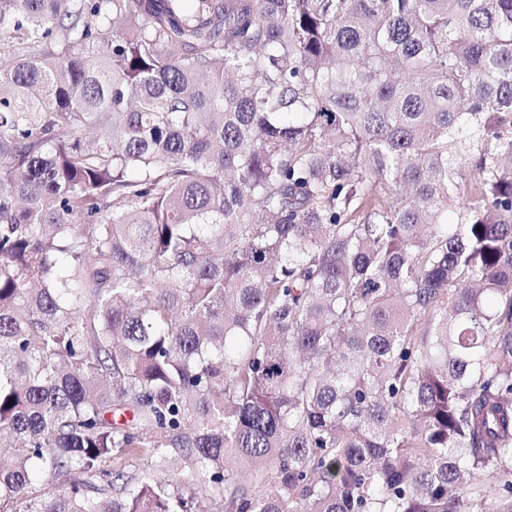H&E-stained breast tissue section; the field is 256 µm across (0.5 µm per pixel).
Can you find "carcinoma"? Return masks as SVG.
<instances>
[{"instance_id":"cac0c4a2","label":"carcinoma","mask_w":512,"mask_h":512,"mask_svg":"<svg viewBox=\"0 0 512 512\" xmlns=\"http://www.w3.org/2000/svg\"><path fill=\"white\" fill-rule=\"evenodd\" d=\"M0 447V512H512V0H0Z\"/></svg>"}]
</instances>
